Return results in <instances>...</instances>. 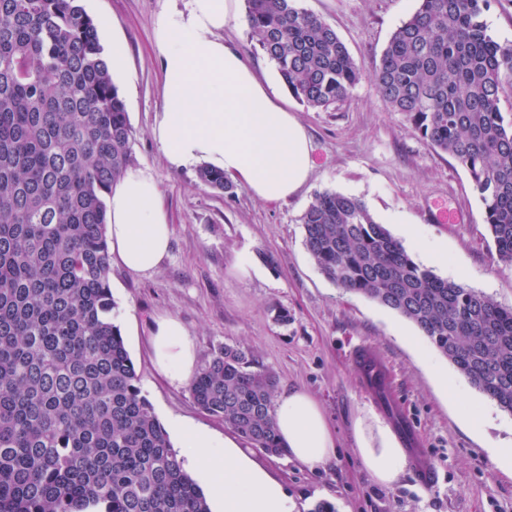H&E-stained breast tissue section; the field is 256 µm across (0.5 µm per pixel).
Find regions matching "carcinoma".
Returning a JSON list of instances; mask_svg holds the SVG:
<instances>
[{"mask_svg": "<svg viewBox=\"0 0 512 512\" xmlns=\"http://www.w3.org/2000/svg\"><path fill=\"white\" fill-rule=\"evenodd\" d=\"M491 0H419L371 74L378 96L448 154L512 265V42ZM251 37L293 96L344 102L365 75L298 0H247ZM133 130L98 26L80 0H0V512H211L141 393L110 288L107 194L132 162ZM199 180L233 185L209 167ZM304 245L337 287L414 323L478 391L512 414V307L418 264L354 196L325 190L302 216ZM226 345L189 391L253 448L288 450L275 378ZM485 19L500 41L512 42V0H492Z\"/></svg>", "mask_w": 512, "mask_h": 512, "instance_id": "1", "label": "carcinoma"}]
</instances>
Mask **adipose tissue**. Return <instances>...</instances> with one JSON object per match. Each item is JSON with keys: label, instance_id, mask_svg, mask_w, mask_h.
<instances>
[{"label": "adipose tissue", "instance_id": "adipose-tissue-1", "mask_svg": "<svg viewBox=\"0 0 512 512\" xmlns=\"http://www.w3.org/2000/svg\"><path fill=\"white\" fill-rule=\"evenodd\" d=\"M233 0H186L161 14L154 29L165 79L164 105L153 134L172 169L199 163L224 172L256 198L278 202L308 181L314 163L306 132L259 79L222 32L236 15ZM107 234L113 263L136 275L156 272L168 253L171 226L152 177L128 171L108 196ZM159 371L187 384L195 353L185 326L161 319L153 338ZM277 430L290 456L315 470L336 455V434L321 405L303 389L275 403ZM178 457L193 470L219 512H293L287 493L256 467L233 438L217 440L205 429L173 422ZM357 453L383 486L407 474V455L386 422L372 410L353 425Z\"/></svg>", "mask_w": 512, "mask_h": 512}]
</instances>
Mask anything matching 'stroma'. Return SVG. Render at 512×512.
Here are the masks:
<instances>
[{
    "instance_id": "obj_1",
    "label": "stroma",
    "mask_w": 512,
    "mask_h": 512,
    "mask_svg": "<svg viewBox=\"0 0 512 512\" xmlns=\"http://www.w3.org/2000/svg\"><path fill=\"white\" fill-rule=\"evenodd\" d=\"M82 5L99 23L104 50H111L116 38L126 48V66L113 82L133 129L131 166L157 183L173 229L169 253L155 273L133 276L116 266L110 276L115 322L160 422L182 420L219 439L228 432L222 420L197 407L188 385L172 382L152 362L156 322L172 316L186 327L197 363L218 347L244 345L257 366L275 376L277 391L307 390L324 409L337 444L326 468L312 472L287 456L248 451L284 488L294 512H309L319 500L334 503L337 512H512V471L500 469L487 450L490 442L512 439V415L466 386L471 402L490 407L488 425L478 432L468 429L432 369L440 367L460 384L464 376L412 322L329 281L303 242L301 216L316 193L355 196L393 236H400L402 225L390 223V215H404L415 236L403 245L418 263L511 307L512 266L496 257L467 173L390 111L370 78L331 109L302 104L256 49L247 25L237 22L225 29V42L268 78L304 125L314 168L304 188L279 203L259 200L240 185L230 195L212 189L199 180L197 167L170 169L152 133L163 105L153 28L173 0H82ZM300 5L330 24L351 55L369 66L418 2L301 0ZM436 206L458 214L459 223L434 222L430 210ZM422 240L440 247L447 263L430 261L418 248ZM280 309L288 310L290 322L275 321ZM363 344L387 360L391 387L435 471L432 486L413 473L393 486L379 485L358 457L353 421L362 410L379 407L362 391L351 358Z\"/></svg>"
}]
</instances>
